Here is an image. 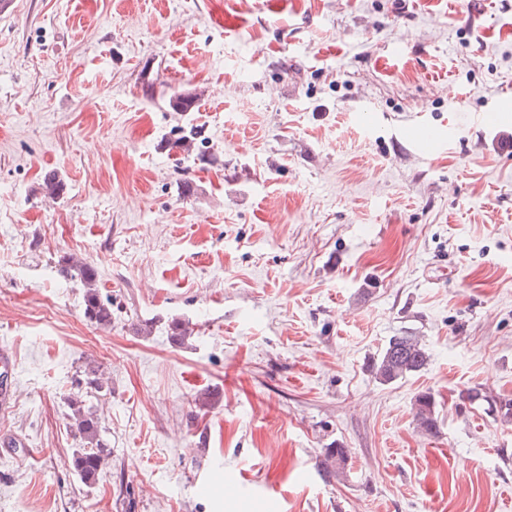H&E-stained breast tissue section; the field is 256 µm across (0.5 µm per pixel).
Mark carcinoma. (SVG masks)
Returning <instances> with one entry per match:
<instances>
[{
	"mask_svg": "<svg viewBox=\"0 0 512 512\" xmlns=\"http://www.w3.org/2000/svg\"><path fill=\"white\" fill-rule=\"evenodd\" d=\"M197 97L191 93H175L170 97L169 106L176 112H192L196 108ZM61 272L79 280L84 288V316L99 326L112 324V303L100 296L96 268L88 262L66 260ZM429 354L421 337L411 332L393 336L383 351L377 356L370 370L375 379L382 383H392L410 374L419 373L426 368ZM461 397L470 402L482 401L487 404L489 413L500 417L505 422H512V401L500 399L481 392L477 388L469 389ZM72 410L71 419L75 434L81 440V447L76 449L71 465L80 480L91 486L96 483L100 472L107 463L106 444L102 437L100 417L93 407L86 405V399L77 394L69 399ZM436 401L429 392H421L415 398L414 419L418 427L429 435L437 433L435 417ZM348 458L345 448H328L321 462L324 478L336 474V470L345 466Z\"/></svg>",
	"mask_w": 512,
	"mask_h": 512,
	"instance_id": "1",
	"label": "carcinoma"
}]
</instances>
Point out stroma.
Listing matches in <instances>:
<instances>
[{"instance_id":"obj_1","label":"stroma","mask_w":512,"mask_h":512,"mask_svg":"<svg viewBox=\"0 0 512 512\" xmlns=\"http://www.w3.org/2000/svg\"><path fill=\"white\" fill-rule=\"evenodd\" d=\"M501 96L512 0L0 11V512H512V423L460 397L512 399V120H478ZM419 124L457 136L426 155ZM190 127L203 159L169 146ZM403 331L429 363L381 384ZM92 367L111 455L89 487L68 399ZM229 474L241 499L199 493ZM61 272L74 279H78L84 288V316L99 326L112 324V303L104 300L97 286L98 273L96 268L88 262L66 260ZM436 401L434 395L429 392H421L415 398L414 419L418 427L426 434L437 433V418L435 417Z\"/></svg>"}]
</instances>
